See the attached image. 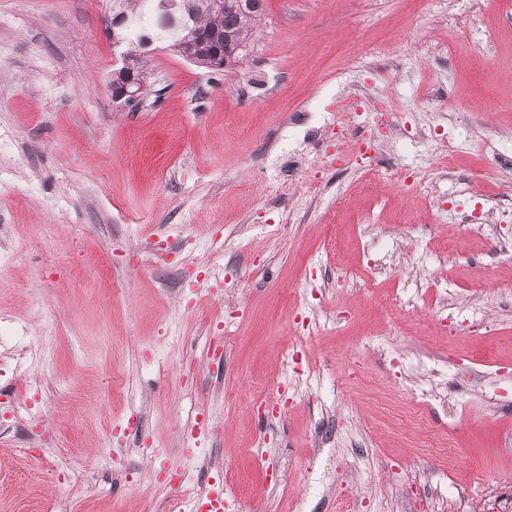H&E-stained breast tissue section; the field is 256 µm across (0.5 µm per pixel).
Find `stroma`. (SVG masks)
I'll return each mask as SVG.
<instances>
[{"mask_svg":"<svg viewBox=\"0 0 512 512\" xmlns=\"http://www.w3.org/2000/svg\"><path fill=\"white\" fill-rule=\"evenodd\" d=\"M265 7L237 66L154 51L122 107L109 0H0V392L28 405L0 409V512H169L208 487L224 512H512V264L488 251L512 213L483 222L512 193V0ZM371 139L424 182L367 180ZM442 281L446 311L393 296ZM410 360L437 394L415 422Z\"/></svg>","mask_w":512,"mask_h":512,"instance_id":"35a3bbf8","label":"stroma"}]
</instances>
